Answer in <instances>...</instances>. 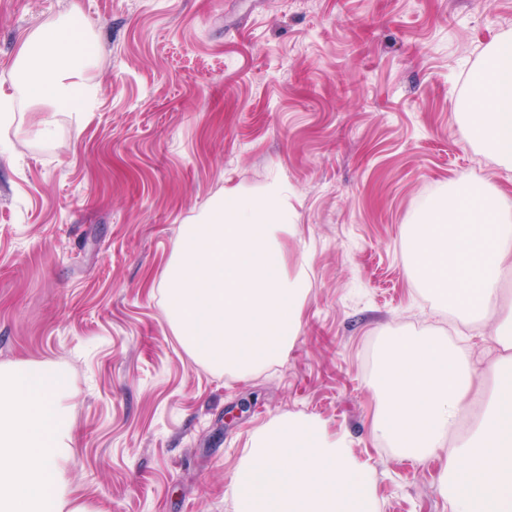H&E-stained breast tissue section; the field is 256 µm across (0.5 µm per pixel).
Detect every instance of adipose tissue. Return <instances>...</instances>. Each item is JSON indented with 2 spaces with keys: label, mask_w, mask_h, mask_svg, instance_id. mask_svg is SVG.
<instances>
[{
  "label": "adipose tissue",
  "mask_w": 512,
  "mask_h": 512,
  "mask_svg": "<svg viewBox=\"0 0 512 512\" xmlns=\"http://www.w3.org/2000/svg\"><path fill=\"white\" fill-rule=\"evenodd\" d=\"M97 57L84 30L47 18L24 39L16 69L29 103L52 99L93 111ZM467 140L512 169V35L482 52L459 104ZM412 274L424 290L486 329L495 354L475 369L445 337L386 334L370 382L373 432L395 452L426 461L439 450L450 512H512V197L463 180L431 197L408 228ZM65 372L56 365L0 364V512H87L72 496L74 460Z\"/></svg>",
  "instance_id": "ef3b65f1"
}]
</instances>
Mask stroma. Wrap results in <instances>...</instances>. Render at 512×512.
I'll list each match as a JSON object with an SVG mask.
<instances>
[{
    "label": "stroma",
    "mask_w": 512,
    "mask_h": 512,
    "mask_svg": "<svg viewBox=\"0 0 512 512\" xmlns=\"http://www.w3.org/2000/svg\"><path fill=\"white\" fill-rule=\"evenodd\" d=\"M98 56L95 111L26 108L14 62L48 17ZM512 0H0V92L51 142L0 152V364L63 365L73 496L89 512H234L248 436L302 412L343 435L380 512H448L443 459L373 433L382 335L486 353L409 276L405 230L467 179L512 196L457 106ZM289 191L311 291L287 356L247 378L196 363L161 293L183 225L224 190Z\"/></svg>",
    "instance_id": "1"
}]
</instances>
